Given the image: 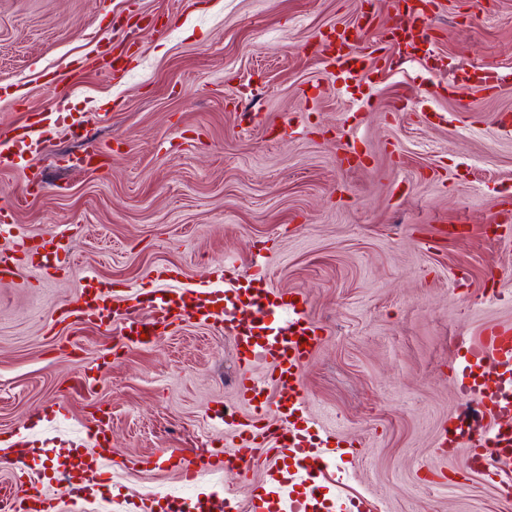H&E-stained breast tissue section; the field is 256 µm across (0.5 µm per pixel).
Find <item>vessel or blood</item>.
I'll list each match as a JSON object with an SVG mask.
<instances>
[{"instance_id": "b4317fda", "label": "vessel or blood", "mask_w": 512, "mask_h": 512, "mask_svg": "<svg viewBox=\"0 0 512 512\" xmlns=\"http://www.w3.org/2000/svg\"><path fill=\"white\" fill-rule=\"evenodd\" d=\"M400 7L394 29L407 32L419 47H430L429 14L409 7L408 0H399ZM318 51L331 59L337 68V80L348 82L365 72L376 51L360 33L344 28L333 38L320 42ZM469 86L484 92H498L505 77L492 66L468 72ZM43 146L37 122L0 136V167L13 166L24 154H38ZM71 236L57 230L51 234L47 249L19 238L13 248L0 251V279L13 274L22 259L38 256V270L45 277L64 269L70 261ZM306 298L268 288L261 273H253L232 287L212 283L193 288H171L146 300L130 297L125 307L115 305L112 293L102 289L96 276L90 275L73 303V311L83 321L96 325L121 322L123 345L141 344L143 338H156L167 328L195 321L218 325L230 339L236 354L239 372L236 389L255 422L254 428H238L236 412L224 411L225 429H237L239 442L233 453L210 450L168 451L174 469L183 480H196L212 470L236 468L248 470L256 459L255 452L271 447L276 454L293 459L299 473L312 476L323 471L331 455L329 439L299 426L296 420L304 404L302 373L321 340L318 327L307 317ZM284 312L285 319L277 327H269L264 318L269 309ZM268 365L267 381L257 380L251 368L254 362ZM452 371L460 381L469 410L468 415L452 418V427L444 444L449 450L468 445L461 459L462 470L496 480L512 473V327L495 326L484 329L480 336L460 339ZM493 454H486V447ZM112 453L99 446L97 452L72 457L62 473L70 480L84 471H99ZM12 512H62L59 503L38 495L33 487L17 486L11 496Z\"/></svg>"}]
</instances>
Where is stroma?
<instances>
[{"label":"stroma","mask_w":512,"mask_h":512,"mask_svg":"<svg viewBox=\"0 0 512 512\" xmlns=\"http://www.w3.org/2000/svg\"><path fill=\"white\" fill-rule=\"evenodd\" d=\"M429 60L388 50L349 91L313 46L371 13L381 40L393 0H0V130L51 106L86 115L101 166L67 167L83 140L65 125L34 162L0 168L14 237L71 228L73 261L54 277L29 266L0 280V443L49 476L90 452L108 415L115 462L88 499L49 490L67 512L162 495L249 499L261 471L186 483L163 453L237 439V361L222 328L185 323L148 346H117L112 326L54 323L87 273L113 292L192 286L264 271L308 300L322 340L303 371L302 422L338 448L318 478L362 512H512V478L464 472L438 441L461 400L450 376L459 337L512 324V242L489 233L512 186V83L494 96L461 86L481 65L512 74V0H441ZM124 70L91 65L104 37ZM447 79L437 82L435 70ZM300 134H268L284 121ZM357 138L364 164H339ZM69 403L51 406L60 394Z\"/></svg>","instance_id":"1"}]
</instances>
